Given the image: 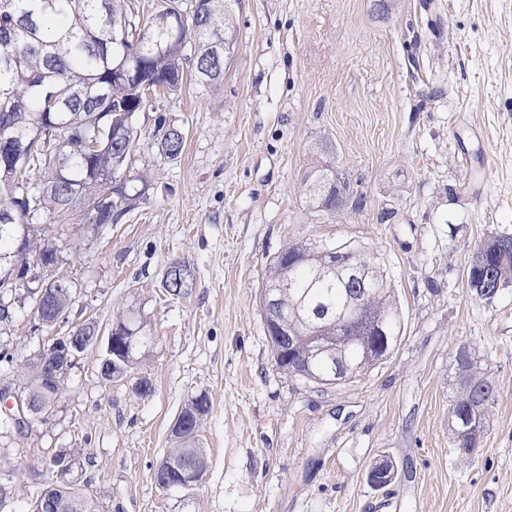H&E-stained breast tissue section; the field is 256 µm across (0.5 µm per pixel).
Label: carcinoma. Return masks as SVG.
I'll return each mask as SVG.
<instances>
[{
  "label": "carcinoma",
  "mask_w": 512,
  "mask_h": 512,
  "mask_svg": "<svg viewBox=\"0 0 512 512\" xmlns=\"http://www.w3.org/2000/svg\"><path fill=\"white\" fill-rule=\"evenodd\" d=\"M69 7L71 24L59 29L54 17L59 5ZM239 0H200L197 20L182 18L176 2L167 0L155 14L139 15L134 0H0V140L9 139L12 155L0 156V212L11 211L15 221L0 223V295L23 291L22 279L39 259L65 265L69 255L91 241L105 224H120L147 200V175L131 167L138 136L135 115L145 96L157 89L176 91L183 83L184 65L191 45L214 42L236 46L235 4ZM199 67L212 75L204 83L224 77L221 62L202 59ZM114 125L113 133L97 151L89 148L95 128ZM158 153L178 158L184 148L181 130L159 121ZM50 140L59 159L46 156L39 145ZM339 174L330 165L311 169L303 184L310 206L333 214L347 205L359 211L364 198L348 192L325 195ZM41 191L51 210H33L24 192ZM357 247L302 241L286 245L269 263L264 285L275 286L288 303V326L305 334L319 329L318 340L298 342L286 351L278 370L317 385L330 379L341 365L347 379L365 375L384 357L383 348L398 339L400 313L391 283L379 266L359 253L367 277H351L325 267L327 249ZM50 289L44 318L48 329L67 322L76 284L61 276ZM467 288L488 305L512 291V233L492 232L474 247ZM194 273L183 265L178 277L164 274L162 288L185 297L194 288ZM130 328L127 351L108 353L103 364L105 382L127 378L139 349L147 342L144 325L134 318L116 319ZM94 341L99 324L86 320L71 328ZM450 368L454 396L448 431L459 454L468 457L485 433L484 411L495 393L493 379L472 353L455 352ZM21 388L42 397L55 387L41 378L32 361L18 376ZM210 410L201 393L181 408L177 420L188 424L179 444L168 456L180 460L201 457L197 433ZM84 505L82 512H99L79 482L68 493L54 494L44 512H71L69 500Z\"/></svg>",
  "instance_id": "cac0c4a2"
}]
</instances>
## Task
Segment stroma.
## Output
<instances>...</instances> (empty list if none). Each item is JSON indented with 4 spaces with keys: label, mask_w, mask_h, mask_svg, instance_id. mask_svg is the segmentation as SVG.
<instances>
[{
    "label": "stroma",
    "mask_w": 512,
    "mask_h": 512,
    "mask_svg": "<svg viewBox=\"0 0 512 512\" xmlns=\"http://www.w3.org/2000/svg\"><path fill=\"white\" fill-rule=\"evenodd\" d=\"M388 3L241 0L223 82L145 100L132 166L150 175L148 199L64 271L70 324L136 308L146 356L105 383V349L88 348L47 423L0 433L6 512H29L63 448L79 449L102 512H512V292L490 307L465 282L475 245L512 232V0ZM162 118L185 134L174 160L158 155ZM324 164L362 210L310 208L302 181ZM309 238L377 257L401 314L389 355L337 385L278 370L260 308L271 258ZM180 261L195 286L176 298L161 280ZM33 323L19 307L0 327L13 355L0 379L48 343ZM463 345L496 385L467 461L448 433V365ZM143 376L147 397L133 390ZM200 393L205 474L163 492L155 470ZM384 458L395 478L376 488L367 475Z\"/></svg>",
    "instance_id": "1"
}]
</instances>
